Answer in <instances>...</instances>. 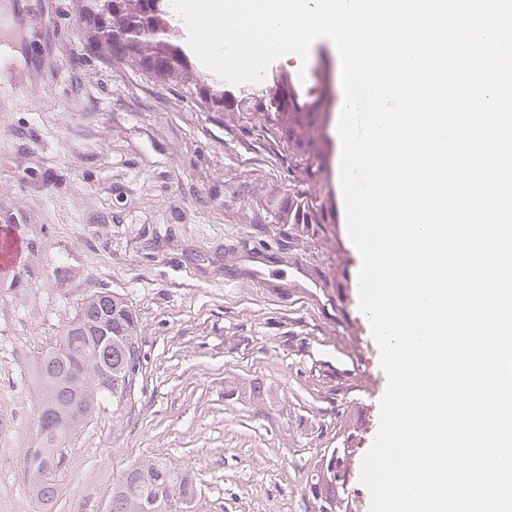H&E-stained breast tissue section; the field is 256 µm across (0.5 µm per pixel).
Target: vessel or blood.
<instances>
[{
  "instance_id": "vessel-or-blood-1",
  "label": "vessel or blood",
  "mask_w": 512,
  "mask_h": 512,
  "mask_svg": "<svg viewBox=\"0 0 512 512\" xmlns=\"http://www.w3.org/2000/svg\"><path fill=\"white\" fill-rule=\"evenodd\" d=\"M28 74L0 73V108L11 97L26 89ZM12 214L0 213V269L11 271L24 261L23 240L10 230ZM224 281L228 284L249 282L261 288L270 298H294L301 306L318 312L321 318L339 312L352 303V293L358 287L355 263H340L328 269L304 254L271 257L265 249L235 247L224 256Z\"/></svg>"
}]
</instances>
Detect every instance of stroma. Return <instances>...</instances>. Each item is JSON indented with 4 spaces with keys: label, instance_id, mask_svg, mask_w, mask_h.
I'll return each instance as SVG.
<instances>
[{
    "label": "stroma",
    "instance_id": "1",
    "mask_svg": "<svg viewBox=\"0 0 512 512\" xmlns=\"http://www.w3.org/2000/svg\"><path fill=\"white\" fill-rule=\"evenodd\" d=\"M0 0V69L25 71L37 39L38 74L0 112V211H13L26 262L0 286V512H111L112 486L159 457L188 471L198 494L188 512H308L306 474L316 449L340 444L353 512H369L359 476L379 427V397L365 392L362 362L381 374L372 335L362 342L293 299L224 284V246L238 241L312 256L324 267L358 260L336 203L289 169L270 113L214 111L178 81H161L107 47L90 51L84 0ZM325 85V166L341 156L343 104L334 43L270 64L264 86ZM316 194L322 224H285L267 206L291 188ZM101 290L136 314L141 366L122 401L101 399L59 439L51 504L32 496L28 449L41 445L40 356ZM257 380L269 402L229 401L228 381Z\"/></svg>",
    "mask_w": 512,
    "mask_h": 512
}]
</instances>
